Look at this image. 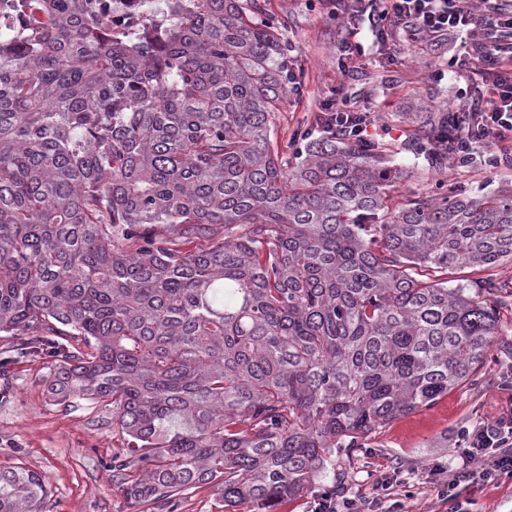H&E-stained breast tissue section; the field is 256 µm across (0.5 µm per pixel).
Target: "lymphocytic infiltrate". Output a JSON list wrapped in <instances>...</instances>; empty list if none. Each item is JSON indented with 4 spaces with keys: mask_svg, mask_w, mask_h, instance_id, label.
I'll return each instance as SVG.
<instances>
[{
    "mask_svg": "<svg viewBox=\"0 0 512 512\" xmlns=\"http://www.w3.org/2000/svg\"><path fill=\"white\" fill-rule=\"evenodd\" d=\"M484 14H476L470 0H348L346 28L350 33L368 26L378 44L391 42L396 27L411 40L429 41L464 31H483L475 41L473 64L482 75L473 98L480 121L458 128L455 156H466L476 144L512 137V5L505 0H483ZM455 444L462 450V465L455 470L433 466L426 473L448 512H466L460 486L481 489L512 479V414L480 422L459 431ZM392 477L377 481L372 497L342 499L320 494L312 512H398L388 500Z\"/></svg>",
    "mask_w": 512,
    "mask_h": 512,
    "instance_id": "obj_1",
    "label": "lymphocytic infiltrate"
}]
</instances>
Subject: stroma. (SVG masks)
I'll list each match as a JSON object with an SVG mask.
<instances>
[{
    "mask_svg": "<svg viewBox=\"0 0 512 512\" xmlns=\"http://www.w3.org/2000/svg\"><path fill=\"white\" fill-rule=\"evenodd\" d=\"M268 14L288 20V57L303 81L302 92H289L280 130L291 140L297 127L312 121L331 93L364 104L373 116L376 140L398 146L409 133L441 112L467 107L464 89L480 75L467 64L449 66L453 55L470 48L467 35L415 42L399 32L393 39L394 63H385L369 31L359 39L367 56L350 67L337 68L336 49L347 32L342 17L332 14L330 0H265ZM443 79H436V72ZM497 167L470 169L448 164L438 172L419 171L413 157L395 155L409 174L395 188V201L412 194H435L439 184L456 182L474 188H496L512 182V140L493 142ZM500 334L489 349L478 387L462 386L428 408L400 416L381 426L368 451L359 453L347 474L349 493L369 496L375 481L390 467H399L402 485L395 487L404 512H445L432 485L420 474L433 465L454 468L460 454L452 438L460 427L498 416L506 408L501 373L512 358L501 345L512 343V302L500 308ZM13 389L0 395V468L23 467L39 473L50 494L44 512H154L151 505L131 508L112 480V456L127 447L128 438L112 424L104 403L71 397L51 389L50 359H21L11 367Z\"/></svg>",
    "mask_w": 512,
    "mask_h": 512,
    "instance_id": "obj_1",
    "label": "stroma"
}]
</instances>
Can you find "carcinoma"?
I'll return each mask as SVG.
<instances>
[{"instance_id":"1","label":"carcinoma","mask_w":512,"mask_h":512,"mask_svg":"<svg viewBox=\"0 0 512 512\" xmlns=\"http://www.w3.org/2000/svg\"><path fill=\"white\" fill-rule=\"evenodd\" d=\"M0 371L112 405L132 507L199 485L276 512L376 429L477 384L512 263V185L393 201L378 143L278 137L288 19L260 0H0ZM459 116L399 151L440 171ZM320 137H313L314 132ZM48 489L0 469V512ZM489 275L512 284V264L506 268L499 267L490 270H480L478 267L461 268L448 274V287L454 288L458 285H465L471 280Z\"/></svg>"}]
</instances>
